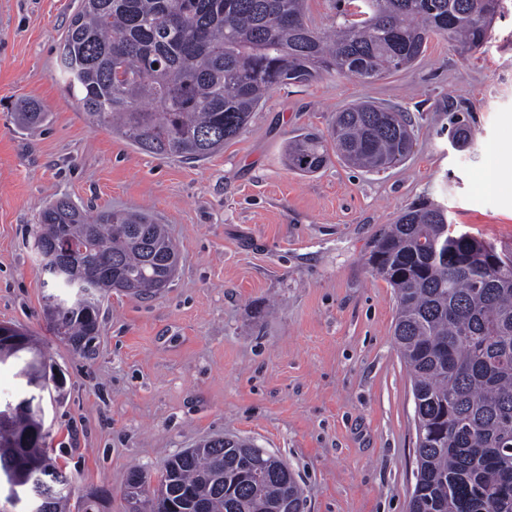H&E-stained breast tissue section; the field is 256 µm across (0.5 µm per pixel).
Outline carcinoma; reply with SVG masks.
Instances as JSON below:
<instances>
[{"instance_id": "cac0c4a2", "label": "carcinoma", "mask_w": 512, "mask_h": 512, "mask_svg": "<svg viewBox=\"0 0 512 512\" xmlns=\"http://www.w3.org/2000/svg\"><path fill=\"white\" fill-rule=\"evenodd\" d=\"M332 31L312 26L306 0H80L66 32L61 73L92 122L138 150L200 160L247 127L268 93L324 76L371 82L413 65L428 38L463 54L490 39L501 0H348ZM36 104L14 113L42 126ZM406 115L370 102L333 118L328 135L307 131L284 147L288 168L310 174L331 154L379 173L411 152ZM36 236L67 247L88 277V295L44 297L48 331L75 352L91 351L110 292L158 293L179 254L146 210L89 213L66 197L47 203ZM367 264L395 289L394 342L408 367L423 438L410 512H512V257L457 232L434 205L408 208L375 241ZM32 409L0 410V475L43 486L42 512H100L104 495L79 496L47 452ZM146 486L131 512H299L296 479L278 462L263 471L237 438L199 442L151 478L134 467L123 487Z\"/></svg>"}]
</instances>
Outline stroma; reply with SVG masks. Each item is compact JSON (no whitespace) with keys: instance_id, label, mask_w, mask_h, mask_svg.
Masks as SVG:
<instances>
[{"instance_id":"obj_1","label":"stroma","mask_w":512,"mask_h":512,"mask_svg":"<svg viewBox=\"0 0 512 512\" xmlns=\"http://www.w3.org/2000/svg\"><path fill=\"white\" fill-rule=\"evenodd\" d=\"M485 53L432 37L410 68L374 82L326 76L272 90L247 128L198 162L143 153L88 123L59 79L79 0H0V324L40 339L63 379L44 392L50 455L79 491L126 512L134 466L158 471L212 436L282 459L304 512H409L415 403L394 343V289L371 273L373 239L422 200L512 253V0ZM47 114L34 131L11 115ZM358 101L406 112L411 155L380 173L338 159L303 175L287 140L328 132ZM472 131L462 150L454 126ZM87 209L146 208L179 252L152 298L112 292L81 355L42 317L52 283L33 248L51 196Z\"/></svg>"}]
</instances>
